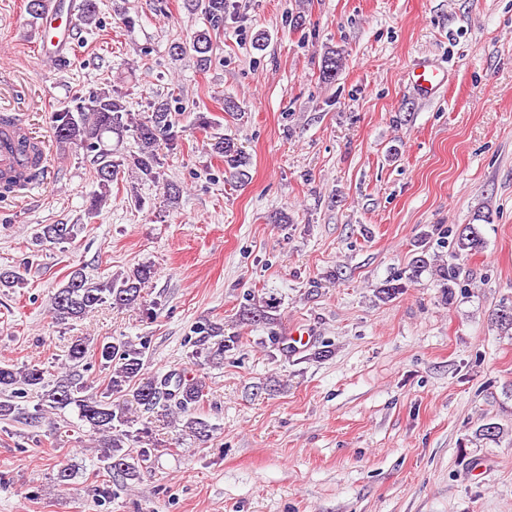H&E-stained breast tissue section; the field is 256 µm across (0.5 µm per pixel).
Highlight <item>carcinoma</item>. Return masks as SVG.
<instances>
[{"mask_svg": "<svg viewBox=\"0 0 512 512\" xmlns=\"http://www.w3.org/2000/svg\"><path fill=\"white\" fill-rule=\"evenodd\" d=\"M189 7L201 13L206 28L195 32L188 42H177L169 47L173 56L192 51L197 61L204 65L211 49L210 31L224 26V15L231 7V0H188ZM187 111L178 98L163 97L148 103L146 115L134 116L127 106L124 95L114 89L102 88L87 97L75 98V105L53 112L52 131L55 142L62 148L83 149L95 153L98 168V190L88 200L87 215L99 213L111 194L112 183L127 172L140 181L158 183L163 179L162 157L172 152L181 139L176 114ZM128 132L139 146L138 152L125 161L112 160V148L107 140L111 135ZM211 153L224 162L226 180L243 184L249 178L250 157L230 135L214 136L210 142ZM82 224H43L33 237V244L72 243L77 239ZM483 238L473 224L465 225L454 238L448 261L437 265L436 274L446 298H452L460 285L461 262L483 248ZM430 266L427 249L413 257L405 277L387 280L378 288L382 299H390L404 291L406 283L415 282ZM155 271L150 265H139L125 274L95 281L83 269H76L69 279L50 297V312L54 321L65 324L81 321L108 303L114 307L130 308L136 305L146 308L147 317L154 312L148 307L143 290L153 279ZM406 283H401V280ZM23 284V276L16 269L0 268V288H15ZM281 299L275 294L249 293L238 313V322L246 325L272 326L277 321ZM504 334L512 336V304H502L492 318ZM198 337L194 344L206 350L214 360L224 359V353L239 344L236 335H225L224 324L208 323L196 328ZM147 342L140 347L124 339L114 338L90 347V339L79 337L68 346L66 371L53 383L45 378L46 370L37 364L18 367L0 361V422L14 421L25 415L15 399L33 392L38 403L30 418L48 411L72 409L77 413L80 426L98 436L102 448L103 469L109 476L136 480L142 464L151 458L153 448L143 446L142 430L131 434L128 428L140 412L176 414L182 418L185 432L205 442L210 438L212 426L197 414L200 403L207 394L203 376H190L171 371L162 376H147L143 371V356ZM99 360L101 367L109 369L107 383L95 389L84 379L80 369L86 366L89 355ZM508 434L498 423L483 425L475 432L482 440L496 441ZM139 445L135 452L124 450V445Z\"/></svg>", "mask_w": 512, "mask_h": 512, "instance_id": "obj_1", "label": "carcinoma"}]
</instances>
